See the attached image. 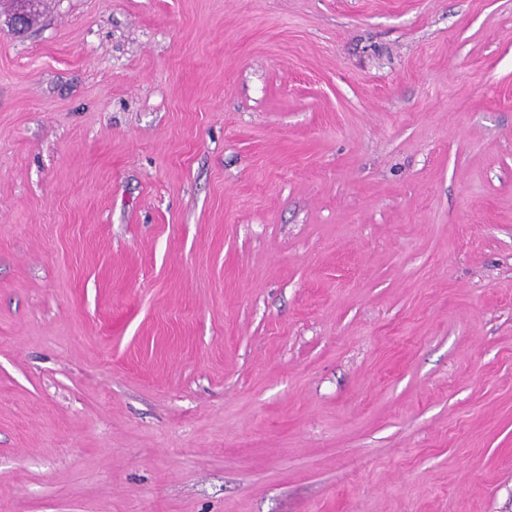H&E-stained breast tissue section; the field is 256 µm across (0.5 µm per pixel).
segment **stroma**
I'll use <instances>...</instances> for the list:
<instances>
[{
	"mask_svg": "<svg viewBox=\"0 0 512 512\" xmlns=\"http://www.w3.org/2000/svg\"><path fill=\"white\" fill-rule=\"evenodd\" d=\"M0 512H512V0L0 28Z\"/></svg>",
	"mask_w": 512,
	"mask_h": 512,
	"instance_id": "1",
	"label": "stroma"
}]
</instances>
